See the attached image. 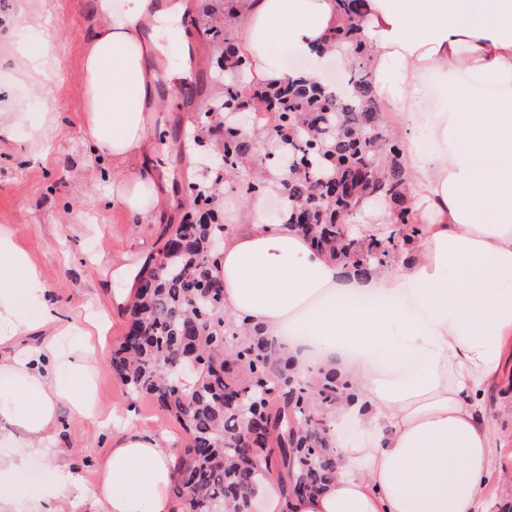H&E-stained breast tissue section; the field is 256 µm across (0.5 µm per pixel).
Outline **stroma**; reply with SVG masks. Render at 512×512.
<instances>
[{"mask_svg": "<svg viewBox=\"0 0 512 512\" xmlns=\"http://www.w3.org/2000/svg\"><path fill=\"white\" fill-rule=\"evenodd\" d=\"M195 38L184 45L161 32L160 71L152 134L160 166L170 175L172 203L161 223L142 224L111 199L109 182L90 160L82 139V62L101 19L92 0H0V225H9L20 245L43 272L52 300L72 323L71 342L83 340L84 318L104 314L108 328L96 351L101 357L96 401L137 429L165 431L175 451L188 436L178 420L149 397L131 398L112 371V352L129 328L117 291H130L136 268L156 254L164 227L181 223L191 210L189 160H205L213 144L204 137L191 159L181 154L183 139L198 113L222 98L216 66L224 60V0H193ZM481 414L498 437L496 470L507 482L492 480L489 512H512V369L480 402ZM56 445L91 473L112 447L111 430L60 410Z\"/></svg>", "mask_w": 512, "mask_h": 512, "instance_id": "1", "label": "stroma"}]
</instances>
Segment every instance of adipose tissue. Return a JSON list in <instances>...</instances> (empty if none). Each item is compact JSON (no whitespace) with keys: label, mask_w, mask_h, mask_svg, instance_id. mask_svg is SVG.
Returning <instances> with one entry per match:
<instances>
[{"label":"adipose tissue","mask_w":512,"mask_h":512,"mask_svg":"<svg viewBox=\"0 0 512 512\" xmlns=\"http://www.w3.org/2000/svg\"><path fill=\"white\" fill-rule=\"evenodd\" d=\"M102 23L83 63V139L98 163L134 164L117 183L122 206L151 223L171 198L156 165L145 111L156 101L160 51L142 29L147 0H94ZM342 22L338 0H247L241 49L261 85L288 73L269 52L280 40L309 58ZM362 32L380 99L400 121L420 232L411 254L367 275L318 252L286 224L262 218L249 198L246 223L224 230V314L240 335L280 344L296 375L336 368L353 399L333 410L359 419L365 436L332 435L336 476L311 495L265 489L267 512H480L496 456L479 411L483 390L512 362V0H365ZM438 79L437 92L420 82ZM469 74L492 87L477 96ZM431 126L432 150L414 129ZM59 316L41 271L0 226V461L11 512L30 451L59 460V482L28 512H174L175 456L165 437L127 427L86 479L54 445L59 407L98 420L95 348L61 349ZM402 329L405 343L394 338Z\"/></svg>","instance_id":"1"}]
</instances>
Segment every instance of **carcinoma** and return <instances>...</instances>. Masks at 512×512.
I'll return each instance as SVG.
<instances>
[{
    "label": "carcinoma",
    "instance_id": "carcinoma-1",
    "mask_svg": "<svg viewBox=\"0 0 512 512\" xmlns=\"http://www.w3.org/2000/svg\"><path fill=\"white\" fill-rule=\"evenodd\" d=\"M342 25L331 39L345 46L350 93L337 97L304 77L272 90L224 81V123L206 112L200 129L221 139L217 163L245 172L248 195L270 189L269 171L288 160V179L276 187L289 224L332 259L359 274L389 265L418 233L410 211L404 146L382 119L361 34L363 0H339ZM246 0H224V71L239 73L248 59L232 30ZM252 109L274 163L257 171L253 136L237 130L232 110ZM194 208L168 227L157 254L144 261L129 306L130 326L112 355V370L132 397L149 396L180 422L189 444L174 465L175 512H249L258 486L276 480L283 496L294 487L311 494L332 480L331 411L349 384L334 369L314 383L299 380L288 360L260 332L241 339L224 317L222 261L212 250L224 238L216 183L188 186ZM384 198L391 233L358 240L345 232L354 201Z\"/></svg>",
    "mask_w": 512,
    "mask_h": 512
}]
</instances>
